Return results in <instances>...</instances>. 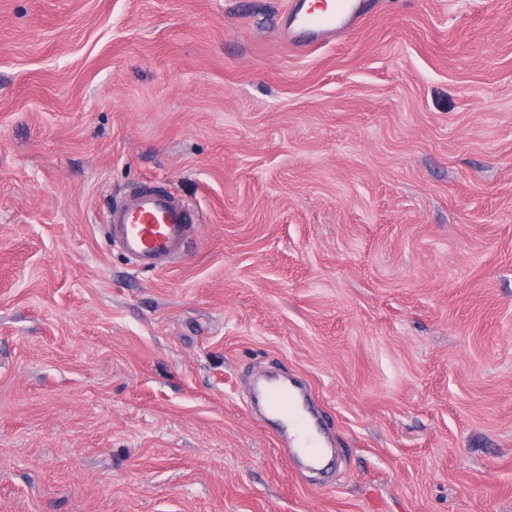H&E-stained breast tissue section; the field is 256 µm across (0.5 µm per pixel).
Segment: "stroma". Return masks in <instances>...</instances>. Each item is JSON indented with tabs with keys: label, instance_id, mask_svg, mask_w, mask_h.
I'll return each instance as SVG.
<instances>
[{
	"label": "stroma",
	"instance_id": "obj_1",
	"mask_svg": "<svg viewBox=\"0 0 512 512\" xmlns=\"http://www.w3.org/2000/svg\"><path fill=\"white\" fill-rule=\"evenodd\" d=\"M288 2L0 0V512H512V0L304 52ZM148 186L160 271L107 223ZM109 219L123 251L137 259L140 268L154 269L184 251L194 213L165 192L145 190L130 203L114 205ZM264 405L276 417L288 423V432L294 438L296 448L305 453L313 463L324 459V441L304 415L300 398L282 384L264 383L257 389Z\"/></svg>",
	"mask_w": 512,
	"mask_h": 512
}]
</instances>
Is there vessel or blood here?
Here are the masks:
<instances>
[{"label": "vessel or blood", "instance_id": "obj_1", "mask_svg": "<svg viewBox=\"0 0 512 512\" xmlns=\"http://www.w3.org/2000/svg\"><path fill=\"white\" fill-rule=\"evenodd\" d=\"M365 8L364 0H292L279 37L291 49H306L311 39L351 30ZM110 222L123 251L137 259L140 268L154 269L184 251L194 213L167 193L145 190L130 203L113 206ZM257 393L272 414L287 422L297 448L313 463H321L324 442L310 425L299 398L288 386L275 383L263 384Z\"/></svg>", "mask_w": 512, "mask_h": 512}]
</instances>
